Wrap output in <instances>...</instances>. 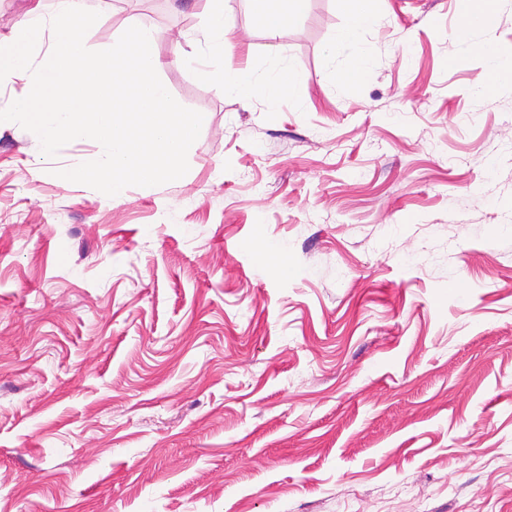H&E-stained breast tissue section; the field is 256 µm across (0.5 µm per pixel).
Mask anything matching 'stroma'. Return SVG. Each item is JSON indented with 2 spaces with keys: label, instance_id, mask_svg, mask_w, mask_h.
I'll list each match as a JSON object with an SVG mask.
<instances>
[{
  "label": "stroma",
  "instance_id": "obj_1",
  "mask_svg": "<svg viewBox=\"0 0 512 512\" xmlns=\"http://www.w3.org/2000/svg\"><path fill=\"white\" fill-rule=\"evenodd\" d=\"M347 0L270 36L227 0H97L85 36H155L203 116L189 171L113 200L0 124V512H512V0ZM284 64L244 102L173 60ZM283 252H275V245ZM208 24L206 35L208 43L212 48L224 52L226 46L232 39L233 32L224 28V0H205ZM352 3L348 23L336 31L335 51L343 55V66L338 73V82L344 86L345 81L355 82L366 73L371 52L362 42L361 33L369 26L378 24L380 17L362 8L365 0H348Z\"/></svg>",
  "mask_w": 512,
  "mask_h": 512
}]
</instances>
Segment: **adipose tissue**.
<instances>
[{"label":"adipose tissue","mask_w":512,"mask_h":512,"mask_svg":"<svg viewBox=\"0 0 512 512\" xmlns=\"http://www.w3.org/2000/svg\"><path fill=\"white\" fill-rule=\"evenodd\" d=\"M363 2L364 0H351L350 19L336 32L335 50L343 57V66L338 73V79L342 82L360 80L370 65L371 52L362 42L361 34L365 28L378 24L380 18L365 11ZM286 74V68L281 66L268 68L258 74L229 73L218 67L209 70L207 76L225 94L245 99L260 97L273 103L281 95Z\"/></svg>","instance_id":"obj_1"}]
</instances>
